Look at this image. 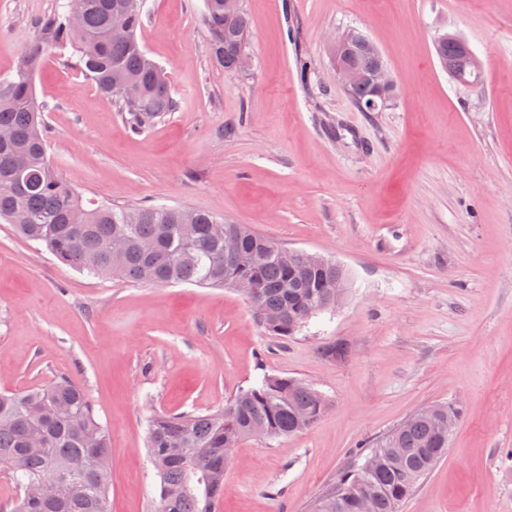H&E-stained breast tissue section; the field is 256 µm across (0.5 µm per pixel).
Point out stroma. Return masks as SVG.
<instances>
[{
	"label": "stroma",
	"instance_id": "stroma-1",
	"mask_svg": "<svg viewBox=\"0 0 512 512\" xmlns=\"http://www.w3.org/2000/svg\"><path fill=\"white\" fill-rule=\"evenodd\" d=\"M64 2L0 0V79ZM242 7L251 67L230 75L205 0H144L139 41L177 107L140 134L71 48L49 49L35 76L48 154L83 199L203 209L332 258L342 305L283 341L235 290L95 278L0 223V390L84 387L111 437L109 512H155V414L211 411L265 374L309 383L328 409L303 433L243 441L219 512H310L363 447L440 402L463 418L400 512H512V0ZM349 29L397 84L379 111L333 69L328 40ZM445 34L479 58L480 88L442 69Z\"/></svg>",
	"mask_w": 512,
	"mask_h": 512
}]
</instances>
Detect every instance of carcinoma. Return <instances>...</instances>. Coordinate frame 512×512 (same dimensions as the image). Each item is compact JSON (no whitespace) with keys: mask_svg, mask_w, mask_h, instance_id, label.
I'll return each instance as SVG.
<instances>
[{"mask_svg":"<svg viewBox=\"0 0 512 512\" xmlns=\"http://www.w3.org/2000/svg\"><path fill=\"white\" fill-rule=\"evenodd\" d=\"M78 5L79 26L70 23ZM142 0H68L65 11L40 26L16 74L0 80V223L24 239L90 275L146 285L194 284L231 288L245 283L256 320L286 340L314 316L336 309L345 289L342 269L303 256L283 258L281 247L242 224H227L194 211L195 232H182L183 209L143 205L128 209L85 203L57 175L34 75L47 50L71 47L79 69L126 114L140 133L176 108L171 89L153 80L157 63L140 46ZM124 26L112 28V15ZM211 50L227 73L237 71L249 22L243 10L226 14L224 0H205ZM131 90L140 107L125 106L119 90ZM325 397L291 377L261 381L206 414L160 413L149 424L147 449L160 479L161 512H217L224 497V452L262 427L267 437L300 433L323 415ZM462 407L439 403L403 421L370 448L360 465L346 469L320 496L314 512H399L417 482L448 453L449 437L437 421ZM111 442L85 390L64 376L21 393H0V465L19 490L14 512H108ZM64 476L51 495L39 486L46 475Z\"/></svg>","mask_w":512,"mask_h":512,"instance_id":"1","label":"carcinoma"}]
</instances>
